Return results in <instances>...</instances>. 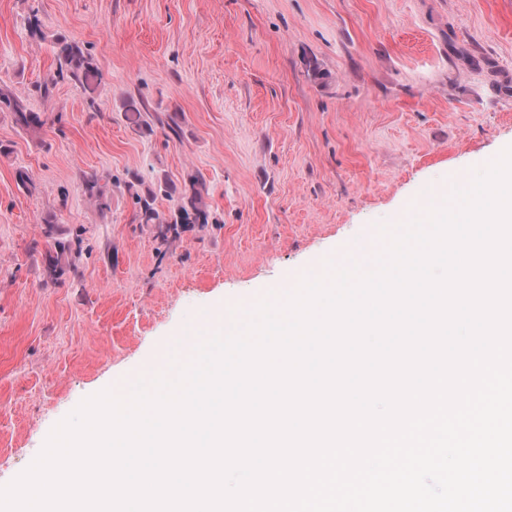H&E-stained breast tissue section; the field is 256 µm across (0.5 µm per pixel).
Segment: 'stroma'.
<instances>
[{"instance_id": "1", "label": "stroma", "mask_w": 512, "mask_h": 512, "mask_svg": "<svg viewBox=\"0 0 512 512\" xmlns=\"http://www.w3.org/2000/svg\"><path fill=\"white\" fill-rule=\"evenodd\" d=\"M60 35L95 56L96 105L57 78ZM0 90L47 118L33 134L0 112L5 485L205 312L290 287L512 146V0H0ZM190 172L215 221L159 244L125 185ZM92 174L113 179L109 209ZM59 235L72 266L54 281Z\"/></svg>"}]
</instances>
